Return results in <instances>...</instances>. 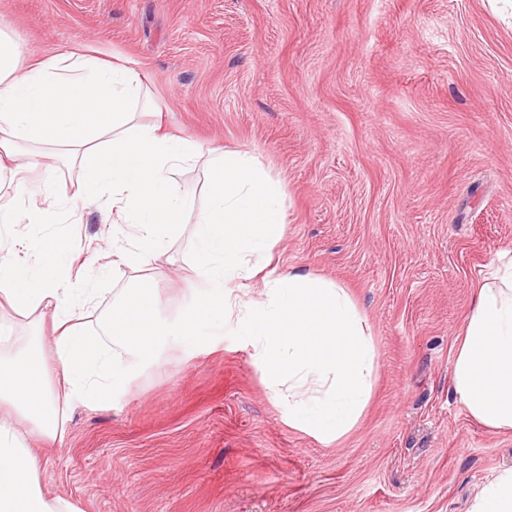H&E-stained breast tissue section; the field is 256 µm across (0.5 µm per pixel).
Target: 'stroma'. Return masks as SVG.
<instances>
[{"label": "stroma", "mask_w": 512, "mask_h": 512, "mask_svg": "<svg viewBox=\"0 0 512 512\" xmlns=\"http://www.w3.org/2000/svg\"><path fill=\"white\" fill-rule=\"evenodd\" d=\"M28 60L58 49L134 63L165 131L254 156L278 180L281 272L341 284L376 352L356 426L324 444L288 424L234 326L202 332L110 404L66 409L43 490L79 512H470L512 469V433L451 389L456 338L489 260L512 251V18L490 0H0ZM58 166L35 260L71 241L88 322L136 274L112 264V211ZM192 224L147 270L189 301Z\"/></svg>", "instance_id": "1"}]
</instances>
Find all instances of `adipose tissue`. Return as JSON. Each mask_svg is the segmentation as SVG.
Segmentation results:
<instances>
[{"label": "adipose tissue", "mask_w": 512, "mask_h": 512, "mask_svg": "<svg viewBox=\"0 0 512 512\" xmlns=\"http://www.w3.org/2000/svg\"><path fill=\"white\" fill-rule=\"evenodd\" d=\"M150 104L144 73L88 53L61 51L25 62L19 42L0 30V173L14 194L0 202V223L43 224L37 206L49 156L26 143L57 148L80 164L82 199L112 194L116 263L144 270L175 236L191 197L171 176L205 162L207 202L195 209L194 273L206 287L175 318L149 282L137 279L85 331L89 288L59 277L56 253L29 265L0 242V312L50 318L53 365L42 345L0 352V512H77L38 481L42 442L63 439L55 404L97 405L124 387L129 372L184 346L200 331L234 324L252 350L289 425L318 440L340 439L370 398L376 353L365 321L340 284L271 268L287 208L281 188L251 156L201 149L189 139L141 123ZM135 245L123 247L125 226ZM452 389L468 416L493 432L512 430V258L497 253L476 284L457 339Z\"/></svg>", "instance_id": "1"}]
</instances>
